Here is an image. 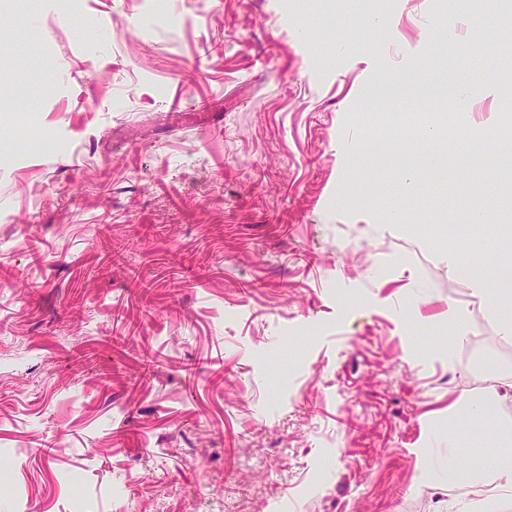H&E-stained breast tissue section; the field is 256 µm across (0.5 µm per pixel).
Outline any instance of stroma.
Returning a JSON list of instances; mask_svg holds the SVG:
<instances>
[{
  "label": "stroma",
  "instance_id": "35a3bbf8",
  "mask_svg": "<svg viewBox=\"0 0 512 512\" xmlns=\"http://www.w3.org/2000/svg\"><path fill=\"white\" fill-rule=\"evenodd\" d=\"M306 2L0 0V512H499L434 464L498 446L448 408L512 381V147L391 121L451 88L470 13ZM493 41L448 117L479 144Z\"/></svg>",
  "mask_w": 512,
  "mask_h": 512
}]
</instances>
